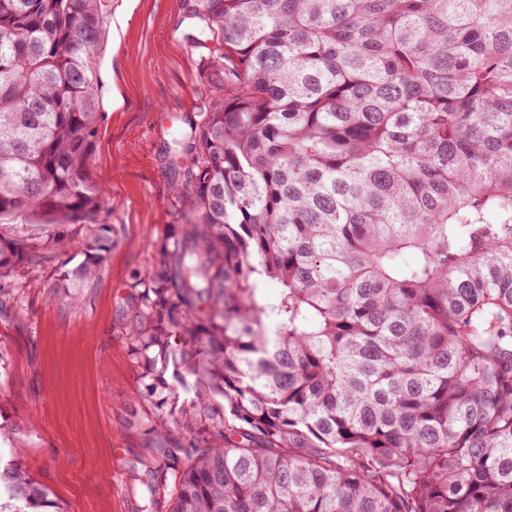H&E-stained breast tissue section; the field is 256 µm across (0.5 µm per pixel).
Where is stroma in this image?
Masks as SVG:
<instances>
[{
  "label": "stroma",
  "mask_w": 512,
  "mask_h": 512,
  "mask_svg": "<svg viewBox=\"0 0 512 512\" xmlns=\"http://www.w3.org/2000/svg\"><path fill=\"white\" fill-rule=\"evenodd\" d=\"M103 44L92 59L101 110L89 180L106 191L101 223L112 251L82 302L53 300L64 263L80 256L85 232L66 226L51 260L26 271L23 307L0 316V426L15 428L25 467L66 512H140L144 486L131 470L144 437L127 428L138 371L119 330L132 269H150L173 222L168 159L208 96L183 0H106Z\"/></svg>",
  "instance_id": "1"
}]
</instances>
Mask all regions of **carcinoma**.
I'll return each mask as SVG.
<instances>
[{
    "label": "carcinoma",
    "instance_id": "carcinoma-1",
    "mask_svg": "<svg viewBox=\"0 0 512 512\" xmlns=\"http://www.w3.org/2000/svg\"><path fill=\"white\" fill-rule=\"evenodd\" d=\"M208 107L132 272L141 512H512V0H185ZM104 0H0V309L85 226ZM273 282L277 291L264 292ZM0 512H64L9 449Z\"/></svg>",
    "mask_w": 512,
    "mask_h": 512
}]
</instances>
